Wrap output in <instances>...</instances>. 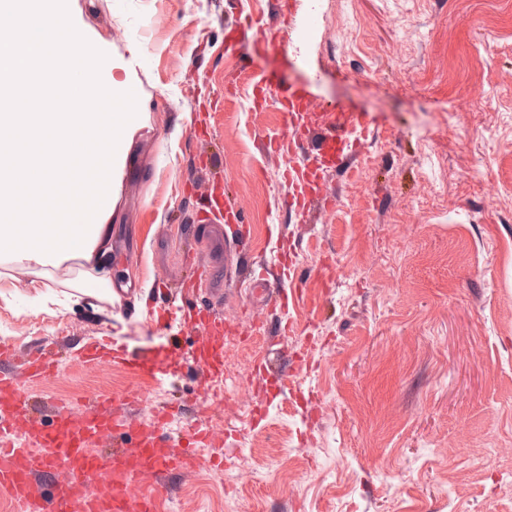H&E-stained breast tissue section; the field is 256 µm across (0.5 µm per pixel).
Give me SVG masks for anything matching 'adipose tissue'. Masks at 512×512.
<instances>
[{
  "mask_svg": "<svg viewBox=\"0 0 512 512\" xmlns=\"http://www.w3.org/2000/svg\"><path fill=\"white\" fill-rule=\"evenodd\" d=\"M11 15L12 36L0 38V91L8 108L0 112V262L41 273L72 262L75 290L84 295L112 292V187L134 130L127 112H34L35 85L26 76L46 66L44 84L61 90L67 104L94 97L107 103L127 96L123 84L101 83L94 52L70 71L67 44L55 41L54 13L40 0H0ZM63 211L62 224L47 223Z\"/></svg>",
  "mask_w": 512,
  "mask_h": 512,
  "instance_id": "1",
  "label": "adipose tissue"
}]
</instances>
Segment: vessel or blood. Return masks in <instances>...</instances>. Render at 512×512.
I'll use <instances>...</instances> for the list:
<instances>
[{
	"mask_svg": "<svg viewBox=\"0 0 512 512\" xmlns=\"http://www.w3.org/2000/svg\"><path fill=\"white\" fill-rule=\"evenodd\" d=\"M240 36L266 49L277 34L259 17L226 24V40ZM246 100L257 111L275 103L280 114L279 127L263 148L284 166L288 207L306 220L314 208L334 204L324 190V177L352 153L349 136L365 133V114L323 111L294 87L272 91L268 77L243 64L224 94L225 112L239 110ZM207 195L209 215L239 231L225 246L229 266L247 242L249 228L219 180L209 182ZM322 286L319 277L296 283L290 291L293 312L315 321L319 308L313 298ZM183 322L195 334L187 351L174 344L150 355L116 342L87 344L81 357L86 369L121 368L129 384L118 393L96 394L82 408L62 400L35 408L34 386L60 371L57 353L49 347L25 352L0 340V495L15 512H171L165 475L197 467L199 449L222 450L224 440L195 421L187 425L191 443L183 445L173 410L154 409L142 417L133 406L164 385L188 357L199 378V404L208 408L212 387L223 384L229 372L225 340L236 333L207 309L184 315Z\"/></svg>",
	"mask_w": 512,
	"mask_h": 512,
	"instance_id": "vessel-or-blood-1",
	"label": "vessel or blood"
}]
</instances>
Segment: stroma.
<instances>
[{
	"instance_id": "stroma-1",
	"label": "stroma",
	"mask_w": 512,
	"mask_h": 512,
	"mask_svg": "<svg viewBox=\"0 0 512 512\" xmlns=\"http://www.w3.org/2000/svg\"><path fill=\"white\" fill-rule=\"evenodd\" d=\"M243 9L265 14L278 48L245 37L226 51ZM61 18L58 37H83L101 81L133 101L112 195V273L131 288L58 306L43 297L68 292V266L48 282L17 265L0 276V338L66 346L39 395L81 405L122 391L120 370L79 365L81 343L158 352L166 331L142 311L171 302L194 254L212 290L186 308L214 305L242 340L224 346V407L206 416L227 463L171 474L174 512H512V0H64ZM242 62L374 118L354 163L326 178L334 211L305 223L284 205L281 163L261 148L275 106L197 139ZM206 154L247 215L242 263L272 264L285 237L297 273L329 277L316 326L282 332L278 302L226 281V227H199L187 187L205 183ZM196 386L184 364L141 409L176 397L197 419Z\"/></svg>"
}]
</instances>
